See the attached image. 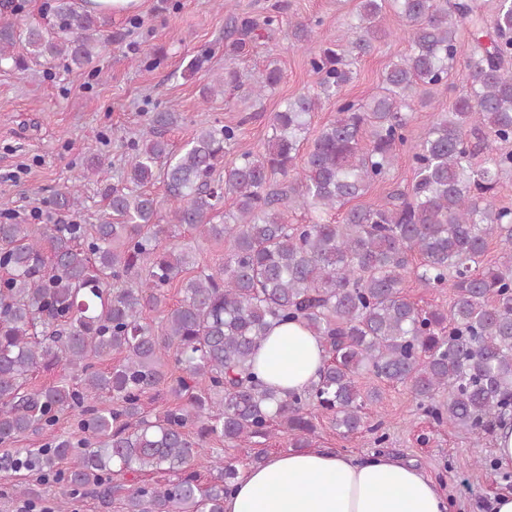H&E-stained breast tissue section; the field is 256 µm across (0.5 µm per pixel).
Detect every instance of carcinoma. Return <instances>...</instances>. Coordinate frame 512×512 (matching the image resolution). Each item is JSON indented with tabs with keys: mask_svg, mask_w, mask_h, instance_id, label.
Instances as JSON below:
<instances>
[{
	"mask_svg": "<svg viewBox=\"0 0 512 512\" xmlns=\"http://www.w3.org/2000/svg\"><path fill=\"white\" fill-rule=\"evenodd\" d=\"M404 22L409 52L388 66L381 91L365 103L342 97L356 60L393 36L380 25L387 5ZM21 5L0 0V66L21 75V43L45 62L78 68L112 36L109 17L76 0H51L52 29L20 27ZM279 6L262 22L233 20L224 56L240 53L258 27L280 30ZM344 45L309 51L319 92L288 100L270 118L263 151L228 157L238 127L201 128L178 152L164 131L174 112H156L133 144L120 180L105 190L112 220L102 224H21L0 202V444L79 415L82 437L0 456V470L53 476L54 512H71L83 490L117 501L121 512H224L235 466L206 451L212 436L251 448L282 432L310 447L318 413L348 438L364 430L377 394L356 377L406 388L436 423L479 439L512 416V209L495 191L512 172V0L488 14L474 0H360ZM305 48L308 24L288 23ZM468 80L446 112L409 132L414 97L448 84L458 61ZM283 78L267 67L250 96L258 101ZM242 86L234 68L203 86L207 99ZM336 98V116L300 153L311 113ZM414 170L411 189L390 190L374 206L355 205L387 179L401 149ZM288 180V192L271 178ZM163 178L168 207L147 185ZM233 210L220 213L224 200ZM81 205L73 184L59 210ZM302 209L305 224L288 214ZM228 243L224 261L189 275L192 252L181 227ZM500 256L483 264L489 241ZM414 276L427 288L452 284L449 307L419 308L404 292ZM182 298L161 328L146 321L166 289ZM300 323L325 345L316 381L286 391L263 381L254 359L275 325ZM110 365L101 367L104 362ZM64 364L58 381L32 386L39 370ZM168 384L170 404L152 417L145 400ZM108 396L109 404L99 399ZM210 480L200 482L199 469ZM163 474V480L142 477Z\"/></svg>",
	"mask_w": 512,
	"mask_h": 512,
	"instance_id": "cac0c4a2",
	"label": "carcinoma"
}]
</instances>
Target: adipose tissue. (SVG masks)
<instances>
[{"label": "adipose tissue", "mask_w": 512, "mask_h": 512, "mask_svg": "<svg viewBox=\"0 0 512 512\" xmlns=\"http://www.w3.org/2000/svg\"><path fill=\"white\" fill-rule=\"evenodd\" d=\"M325 359L309 330L279 325L261 342L255 368L268 384L299 390L316 378ZM224 512H449V506L437 483L402 458L310 448L248 466L225 498Z\"/></svg>", "instance_id": "obj_1"}]
</instances>
